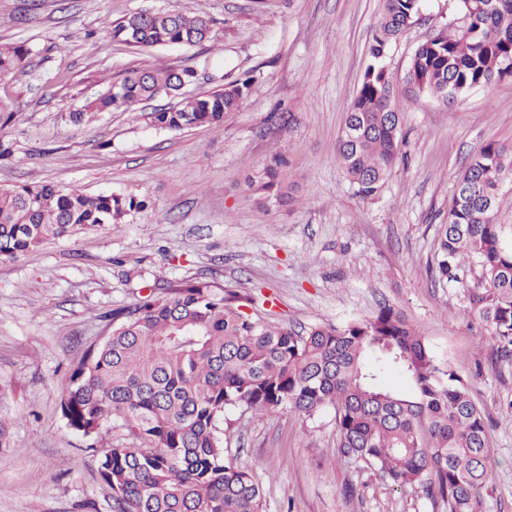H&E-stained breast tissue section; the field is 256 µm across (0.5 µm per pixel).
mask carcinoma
I'll list each match as a JSON object with an SVG mask.
<instances>
[{
	"label": "carcinoma",
	"instance_id": "carcinoma-1",
	"mask_svg": "<svg viewBox=\"0 0 512 512\" xmlns=\"http://www.w3.org/2000/svg\"><path fill=\"white\" fill-rule=\"evenodd\" d=\"M421 0H383L370 62L346 113L338 158L357 193L378 192L404 160L398 101L385 67L390 46L416 20ZM214 20L202 12L132 14L112 23V37L141 49L210 41ZM31 64L22 45H0V77ZM195 71L146 67L127 71L75 115L128 110L178 91ZM512 78V0H456L455 19L414 51L404 94L458 104L478 86ZM252 79L187 97L147 114L155 128H218L238 108ZM286 162L275 158L257 190L288 195ZM512 178V144L487 142L457 179L435 263L439 279L458 280L464 263L481 270L468 295L489 327L492 351L512 353V245L496 214ZM145 207L134 196H88L50 184L0 188V263L47 241L119 223ZM243 298L206 280H187L112 311L111 331L89 346L60 398L67 424L94 439L119 420L128 443L100 452L98 474L114 512H261L262 488L225 455L219 421L227 408L256 417L279 409L311 416L335 412L338 448L393 485L419 484L448 502V512H479L489 492L492 452L483 413L469 385L434 359L423 336L390 306L345 325L258 322ZM393 369L409 389L383 386Z\"/></svg>",
	"mask_w": 512,
	"mask_h": 512
}]
</instances>
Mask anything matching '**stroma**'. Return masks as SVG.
I'll return each instance as SVG.
<instances>
[{"label": "stroma", "mask_w": 512, "mask_h": 512, "mask_svg": "<svg viewBox=\"0 0 512 512\" xmlns=\"http://www.w3.org/2000/svg\"><path fill=\"white\" fill-rule=\"evenodd\" d=\"M456 0H424L392 46L387 67L403 88L410 57L445 31ZM382 0H0V43L31 51L25 72L0 77V187L34 182L87 195H132L145 208L121 223L55 239L0 263V512H112L97 450L126 441L106 423L95 444L70 429L60 393L84 348L109 331L112 310L148 286L207 279L247 296L253 319L342 325L399 310L433 356L470 386L492 448L483 512H512V358L486 347L470 311L477 266L435 279L440 226L455 181L488 141L512 143V80L456 105L400 97L405 161L378 193L360 197L337 156L345 114L369 63ZM205 11L211 47L140 50L113 39V21L140 10ZM189 67L187 96L246 77L254 82L223 127L168 131L136 109L75 112L127 70ZM288 162L283 200L251 186L273 155ZM227 452L263 488L262 512H448L421 487H394L340 454L333 409L311 417H254L230 408Z\"/></svg>", "instance_id": "stroma-1"}]
</instances>
